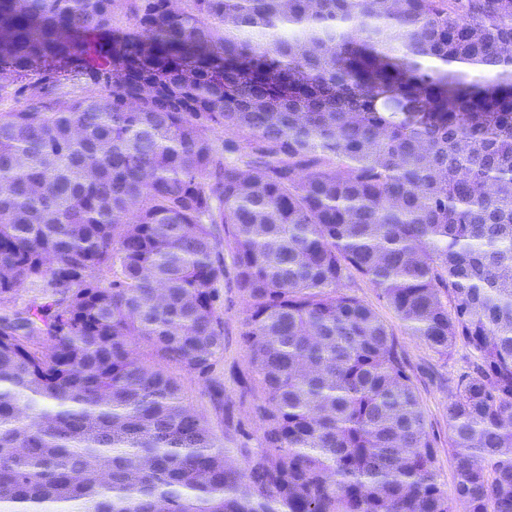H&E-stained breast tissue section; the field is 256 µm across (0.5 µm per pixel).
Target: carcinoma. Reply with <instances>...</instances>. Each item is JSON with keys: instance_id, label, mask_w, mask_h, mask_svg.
<instances>
[{"instance_id": "obj_1", "label": "carcinoma", "mask_w": 512, "mask_h": 512, "mask_svg": "<svg viewBox=\"0 0 512 512\" xmlns=\"http://www.w3.org/2000/svg\"><path fill=\"white\" fill-rule=\"evenodd\" d=\"M227 254L257 448L215 375ZM356 274L468 349L451 492ZM28 285L0 512H512V0H0V296ZM183 389L188 402L205 416L214 432L218 436H221L222 432L225 434L224 412L213 404L205 384L197 378L185 379Z\"/></svg>"}]
</instances>
